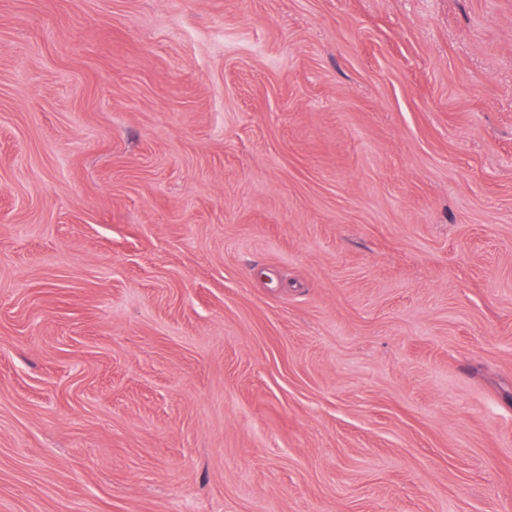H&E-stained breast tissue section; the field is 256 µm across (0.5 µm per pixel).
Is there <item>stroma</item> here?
I'll use <instances>...</instances> for the list:
<instances>
[{"instance_id": "35a3bbf8", "label": "stroma", "mask_w": 512, "mask_h": 512, "mask_svg": "<svg viewBox=\"0 0 512 512\" xmlns=\"http://www.w3.org/2000/svg\"><path fill=\"white\" fill-rule=\"evenodd\" d=\"M0 512H512V0H0Z\"/></svg>"}]
</instances>
